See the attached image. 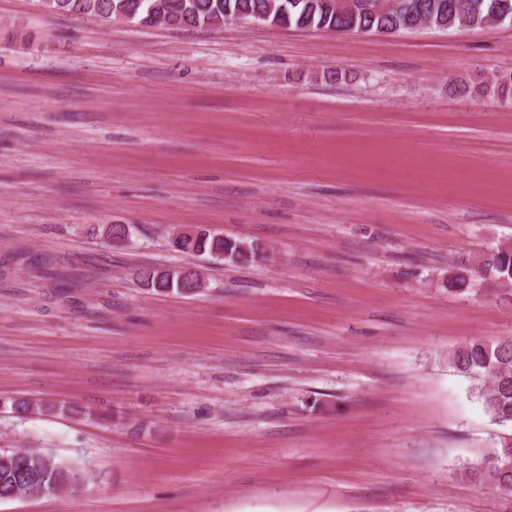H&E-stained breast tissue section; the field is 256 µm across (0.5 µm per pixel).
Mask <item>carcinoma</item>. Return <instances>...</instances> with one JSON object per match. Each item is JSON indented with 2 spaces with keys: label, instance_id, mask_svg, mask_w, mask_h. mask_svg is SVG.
Segmentation results:
<instances>
[{
  "label": "carcinoma",
  "instance_id": "1",
  "mask_svg": "<svg viewBox=\"0 0 512 512\" xmlns=\"http://www.w3.org/2000/svg\"><path fill=\"white\" fill-rule=\"evenodd\" d=\"M171 13L185 20L189 28L224 25V18L251 22L255 15L269 13L284 27L336 30L345 34L395 33L408 31L416 22L408 6L423 15L426 28L451 30L463 20L481 23L499 18L512 23V0H402V7L388 12L375 8L373 0H357L356 9L341 14L328 0H167ZM153 0H60L61 12L109 18L118 8L126 9L133 21L143 26L158 23L152 12ZM189 255H207L230 265L256 261L263 253L248 239L217 237L204 230L174 244ZM182 268L145 266L138 272L142 286L157 292L192 294V282L180 278ZM492 278L502 285L512 283V245L499 244L475 259L448 271V291L472 293L477 282ZM458 373L478 381L476 395L492 421L512 424V337L494 342L472 339L448 355ZM463 474L504 495L512 494V437H502L491 454L480 463L463 469ZM79 471L55 456L37 449L0 452V500L16 499L33 489L45 494L75 488Z\"/></svg>",
  "mask_w": 512,
  "mask_h": 512
}]
</instances>
